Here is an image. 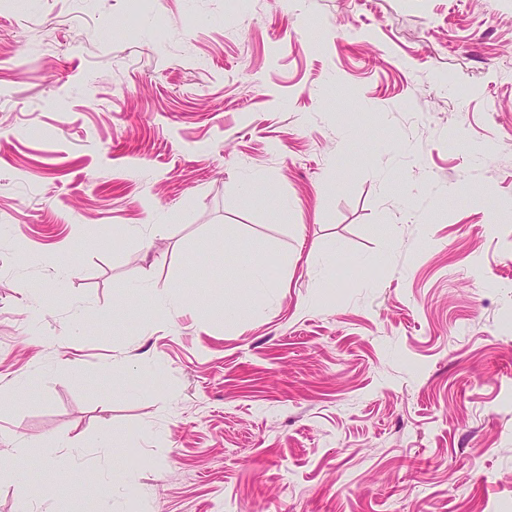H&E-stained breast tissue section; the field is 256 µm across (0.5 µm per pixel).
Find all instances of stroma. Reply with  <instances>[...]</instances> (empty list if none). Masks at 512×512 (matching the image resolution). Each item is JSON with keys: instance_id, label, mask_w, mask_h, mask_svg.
Here are the masks:
<instances>
[{"instance_id": "1", "label": "stroma", "mask_w": 512, "mask_h": 512, "mask_svg": "<svg viewBox=\"0 0 512 512\" xmlns=\"http://www.w3.org/2000/svg\"><path fill=\"white\" fill-rule=\"evenodd\" d=\"M0 456L29 512H512V0H0Z\"/></svg>"}]
</instances>
